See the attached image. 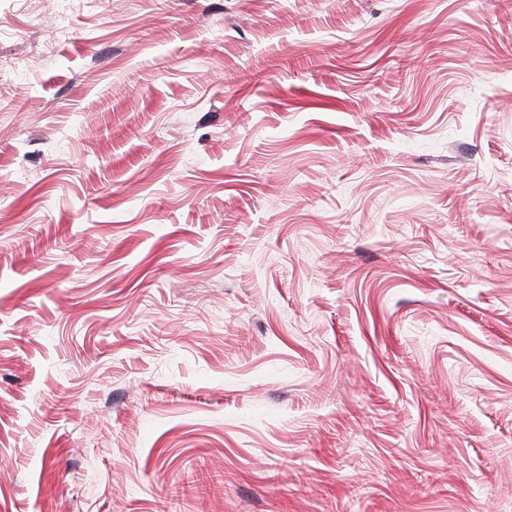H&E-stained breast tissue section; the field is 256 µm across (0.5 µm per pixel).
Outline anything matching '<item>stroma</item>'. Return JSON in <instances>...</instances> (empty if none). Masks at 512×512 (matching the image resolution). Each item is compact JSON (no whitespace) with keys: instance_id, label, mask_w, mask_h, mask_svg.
<instances>
[{"instance_id":"35a3bbf8","label":"stroma","mask_w":512,"mask_h":512,"mask_svg":"<svg viewBox=\"0 0 512 512\" xmlns=\"http://www.w3.org/2000/svg\"><path fill=\"white\" fill-rule=\"evenodd\" d=\"M0 512H512V0H0Z\"/></svg>"}]
</instances>
